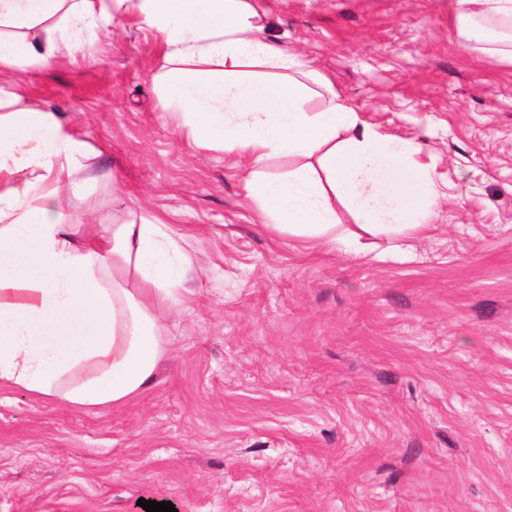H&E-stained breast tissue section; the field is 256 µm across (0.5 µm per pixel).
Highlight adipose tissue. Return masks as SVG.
I'll return each instance as SVG.
<instances>
[{
  "mask_svg": "<svg viewBox=\"0 0 512 512\" xmlns=\"http://www.w3.org/2000/svg\"><path fill=\"white\" fill-rule=\"evenodd\" d=\"M137 12L160 35L161 76L182 127L201 146L239 151L253 172L249 194L274 228L336 243V204L372 232L410 226L435 193L408 158L419 144L390 141L357 112L307 106L312 72L264 35L255 0H0V71L50 65L53 43L24 29L60 17L76 28ZM93 149L0 81V173L35 181L0 186V381L73 407L119 406L146 390L166 347L159 316L182 278L183 250L165 225L74 224L62 186ZM288 154L302 163L266 178L262 165ZM134 270L141 285L112 280Z\"/></svg>",
  "mask_w": 512,
  "mask_h": 512,
  "instance_id": "adipose-tissue-1",
  "label": "adipose tissue"
}]
</instances>
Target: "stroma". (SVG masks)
<instances>
[{
  "instance_id": "stroma-1",
  "label": "stroma",
  "mask_w": 512,
  "mask_h": 512,
  "mask_svg": "<svg viewBox=\"0 0 512 512\" xmlns=\"http://www.w3.org/2000/svg\"><path fill=\"white\" fill-rule=\"evenodd\" d=\"M265 35L438 196L398 239L267 228L238 153L195 144L134 13L4 74L94 149L71 222L159 220L186 255L152 385L74 408L0 383V512H512V60L456 0H261Z\"/></svg>"
}]
</instances>
